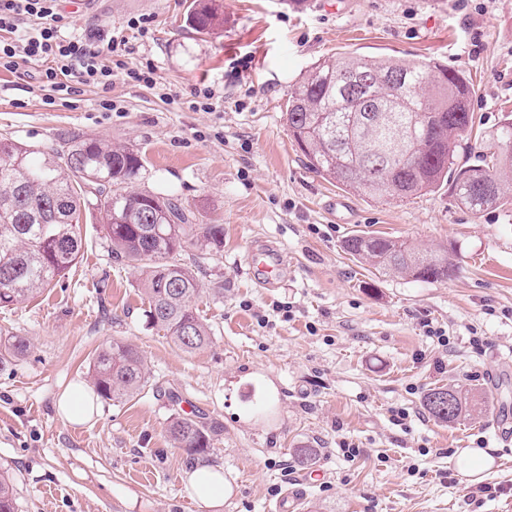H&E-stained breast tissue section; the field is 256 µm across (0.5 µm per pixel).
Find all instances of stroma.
I'll return each mask as SVG.
<instances>
[{
  "mask_svg": "<svg viewBox=\"0 0 512 512\" xmlns=\"http://www.w3.org/2000/svg\"><path fill=\"white\" fill-rule=\"evenodd\" d=\"M220 3L224 25L204 35L185 22L189 0H60L71 34L110 31L132 61L152 62V89L116 76L108 91L47 107L34 77L0 73V137L38 151L74 135L133 149L139 188L174 191L197 223L224 227L199 274L197 307L214 331L200 354L148 325L138 272L113 257L90 207L77 264L0 309V335L31 343L0 365V470L18 512H273L286 491L294 512H512V441L495 428L512 416V205L476 218L445 188L397 203L346 192L308 169L285 119L293 86L325 58L438 62L470 82L473 131L456 162H474L512 113V0ZM142 14L154 18L146 35L128 26ZM198 85L223 96V111L193 110ZM105 97L112 111L100 110ZM355 233L448 247L460 270L439 283L378 274L344 251ZM255 244L287 253L279 287L257 284ZM114 340L142 352L146 388L67 422L60 395L88 381L96 349ZM448 385L479 393L483 410L435 421L423 395ZM175 410L216 429L207 458L172 447ZM301 448L316 449L311 467L298 465ZM467 448L492 451L480 479L456 468ZM203 461L224 469L215 509L187 485ZM480 482L490 493L471 497Z\"/></svg>",
  "mask_w": 512,
  "mask_h": 512,
  "instance_id": "1",
  "label": "stroma"
}]
</instances>
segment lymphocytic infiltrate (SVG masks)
<instances>
[{
	"label": "lymphocytic infiltrate",
	"mask_w": 512,
	"mask_h": 512,
	"mask_svg": "<svg viewBox=\"0 0 512 512\" xmlns=\"http://www.w3.org/2000/svg\"><path fill=\"white\" fill-rule=\"evenodd\" d=\"M70 24L58 0H0V72L35 65L42 102L48 106L68 102L85 87L109 89L118 73L152 86L151 66L129 61L114 36L101 29L64 36Z\"/></svg>",
	"instance_id": "obj_1"
}]
</instances>
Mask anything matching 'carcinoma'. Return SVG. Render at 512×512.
I'll return each mask as SVG.
<instances>
[{"label":"carcinoma","instance_id":"obj_1","mask_svg":"<svg viewBox=\"0 0 512 512\" xmlns=\"http://www.w3.org/2000/svg\"><path fill=\"white\" fill-rule=\"evenodd\" d=\"M189 25L207 33L224 25L216 0H192ZM467 78L424 61L328 58L305 73L291 92L288 129L308 167L344 189L385 202H405L451 183L454 201L478 215L512 203V120L492 134L496 150L467 166L456 164L459 137L472 131L460 101ZM17 141L0 138V308L17 305L63 277L77 260L81 208L99 213L112 254L139 271L147 322L187 355L213 343L211 325L195 306L201 288L197 250L218 248L220 224H196L173 192L133 188L143 168L126 147L74 139L42 159ZM345 251L378 273L437 283L454 277L458 262L442 246L353 235ZM29 341L0 342V363L24 356ZM94 388L114 402L137 397L148 383L142 353L112 341L95 353ZM483 401L452 387L431 388L423 406L438 422L452 423ZM174 447L205 455L212 431L197 417L168 421ZM0 512H16L13 484L0 473Z\"/></svg>","mask_w":512,"mask_h":512}]
</instances>
